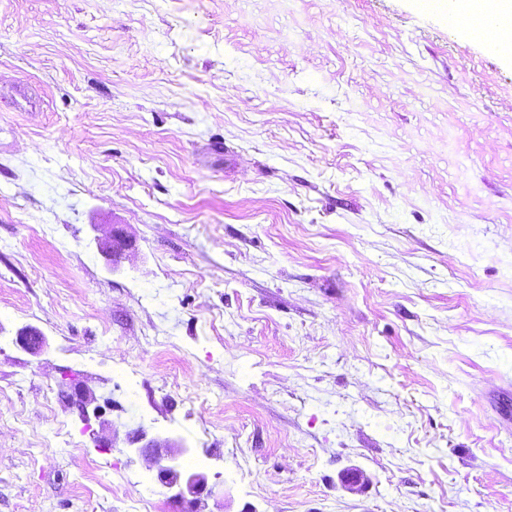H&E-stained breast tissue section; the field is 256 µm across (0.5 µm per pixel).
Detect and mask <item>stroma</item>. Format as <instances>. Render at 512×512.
Returning <instances> with one entry per match:
<instances>
[{
	"label": "stroma",
	"mask_w": 512,
	"mask_h": 512,
	"mask_svg": "<svg viewBox=\"0 0 512 512\" xmlns=\"http://www.w3.org/2000/svg\"><path fill=\"white\" fill-rule=\"evenodd\" d=\"M141 424L195 512H512V58L424 0H0V512H179ZM97 251L109 261L112 271L127 258L134 248L133 241L124 233L118 224L112 225L109 235L105 238L94 237ZM12 343L32 355H40L48 347L45 335L38 328L32 326H26L18 330L12 339ZM129 450L142 455L149 453L154 456L158 466V478L164 487L174 491L172 495L174 500L193 506L199 502V496L207 490L208 477L206 473L184 471L176 466L177 458L188 452V448L180 439L153 436L145 445L129 448Z\"/></svg>",
	"instance_id": "stroma-1"
}]
</instances>
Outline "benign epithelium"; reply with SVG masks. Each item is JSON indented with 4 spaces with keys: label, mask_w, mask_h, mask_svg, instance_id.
<instances>
[{
    "label": "benign epithelium",
    "mask_w": 512,
    "mask_h": 512,
    "mask_svg": "<svg viewBox=\"0 0 512 512\" xmlns=\"http://www.w3.org/2000/svg\"><path fill=\"white\" fill-rule=\"evenodd\" d=\"M97 251L109 261V266L117 267L134 248L133 241L124 233L119 225H112L109 235L105 238L94 237ZM12 343L19 349L32 354L40 355L48 347L45 335L36 327L26 326L16 333ZM146 441L143 446L137 443ZM130 443L136 445L134 452L149 453L154 456L158 466V478L163 486L173 491L172 498L180 503L190 506L199 502V496L208 487L207 474L202 471H184L176 466L177 458L188 452L184 443L176 438L153 436L148 437L146 427L136 430L135 437Z\"/></svg>",
    "instance_id": "7a95c632"
}]
</instances>
